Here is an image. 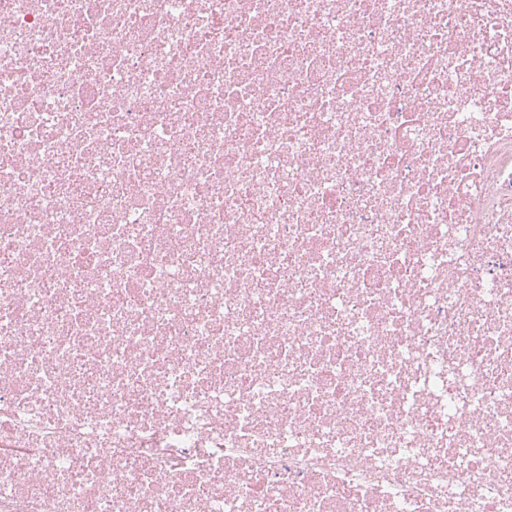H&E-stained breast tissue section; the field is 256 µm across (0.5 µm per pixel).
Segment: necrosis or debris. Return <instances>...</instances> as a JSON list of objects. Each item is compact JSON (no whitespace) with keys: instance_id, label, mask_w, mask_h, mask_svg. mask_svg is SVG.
<instances>
[{"instance_id":"obj_1","label":"necrosis or debris","mask_w":512,"mask_h":512,"mask_svg":"<svg viewBox=\"0 0 512 512\" xmlns=\"http://www.w3.org/2000/svg\"><path fill=\"white\" fill-rule=\"evenodd\" d=\"M0 512H512V0H0Z\"/></svg>"}]
</instances>
